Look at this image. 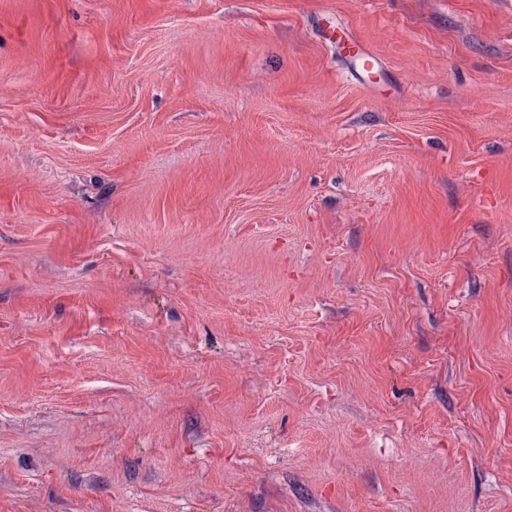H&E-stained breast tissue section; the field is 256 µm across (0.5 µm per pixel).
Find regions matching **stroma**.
<instances>
[{"label":"stroma","instance_id":"1","mask_svg":"<svg viewBox=\"0 0 512 512\" xmlns=\"http://www.w3.org/2000/svg\"><path fill=\"white\" fill-rule=\"evenodd\" d=\"M0 512H512V0H0Z\"/></svg>","mask_w":512,"mask_h":512}]
</instances>
